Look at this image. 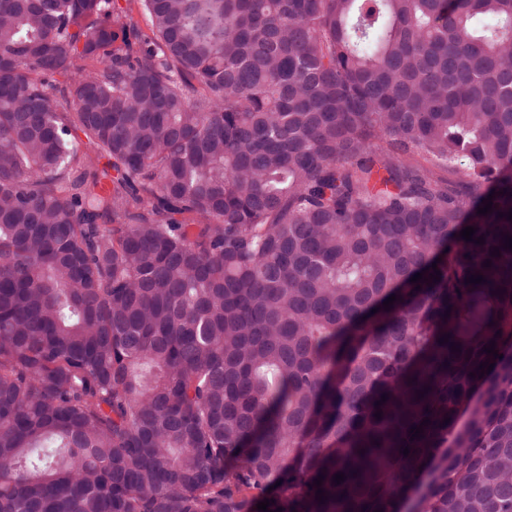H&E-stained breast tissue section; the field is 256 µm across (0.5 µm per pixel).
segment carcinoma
<instances>
[{"mask_svg": "<svg viewBox=\"0 0 512 512\" xmlns=\"http://www.w3.org/2000/svg\"><path fill=\"white\" fill-rule=\"evenodd\" d=\"M138 2L0 0V512H512V0Z\"/></svg>", "mask_w": 512, "mask_h": 512, "instance_id": "cac0c4a2", "label": "carcinoma"}]
</instances>
